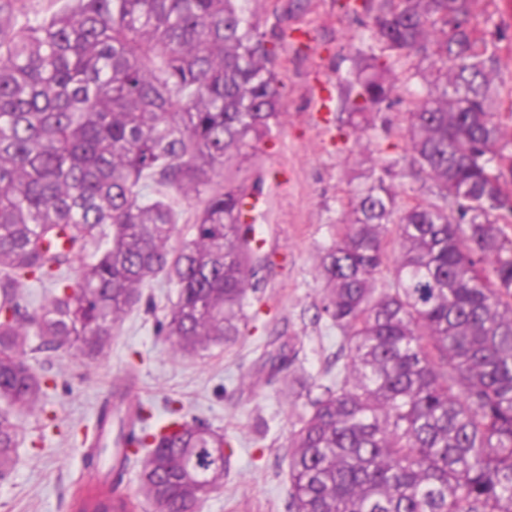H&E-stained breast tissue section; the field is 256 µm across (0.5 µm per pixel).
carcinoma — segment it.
<instances>
[{"label":"carcinoma","instance_id":"cac0c4a2","mask_svg":"<svg viewBox=\"0 0 512 512\" xmlns=\"http://www.w3.org/2000/svg\"><path fill=\"white\" fill-rule=\"evenodd\" d=\"M480 1L493 19L494 0L348 5L381 50L339 79L353 126L374 129L372 113L409 86L415 73L398 67L432 61L426 92H408L407 137L411 168L438 192L402 206L389 169L356 189L319 260L314 319L340 332L325 381L298 373V337H268L264 383L308 398L288 436L286 512H512V128L492 112L512 85L492 82L499 38L473 23ZM252 2L66 0L40 13L0 0V480L16 461L12 409L43 394L30 359L102 353L159 275L178 290L161 322L173 351L244 335L266 281L244 218L254 188L216 178L280 116ZM189 199L192 234L174 245ZM129 381L113 396L140 448L73 507L115 512L136 466L157 512H193L224 486V434L173 407L147 425Z\"/></svg>","mask_w":512,"mask_h":512}]
</instances>
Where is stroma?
<instances>
[{
	"mask_svg": "<svg viewBox=\"0 0 512 512\" xmlns=\"http://www.w3.org/2000/svg\"><path fill=\"white\" fill-rule=\"evenodd\" d=\"M344 2L258 0L254 6L261 32L275 46L284 95L270 135L229 168L236 180L261 184L253 215L267 283L244 339L174 354L159 323L177 290L160 277L144 290L151 304L135 307L115 326L103 354L37 355L33 365L47 395L14 415L20 446L13 472L0 482V512H73L74 495L94 474L84 467L85 445L71 432L95 426L115 381L127 375L155 414L174 407L186 420L223 432L224 488L197 512H285V447L306 400L286 398L274 385L250 386L265 338L275 329L300 337L305 371L319 376L337 333L309 321L324 287L318 257L349 219L352 189L389 166L400 199L430 200L435 193L425 175L409 168L408 102L382 107L374 131L364 134L340 118L337 77L351 68L364 31L362 16L348 13Z\"/></svg>",
	"mask_w": 512,
	"mask_h": 512,
	"instance_id": "35a3bbf8",
	"label": "stroma"
}]
</instances>
